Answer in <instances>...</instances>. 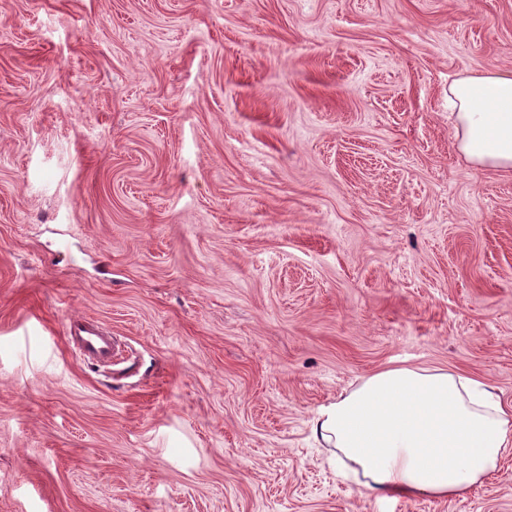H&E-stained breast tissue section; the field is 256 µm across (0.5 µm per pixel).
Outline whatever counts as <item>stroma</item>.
Segmentation results:
<instances>
[{"label": "stroma", "mask_w": 512, "mask_h": 512, "mask_svg": "<svg viewBox=\"0 0 512 512\" xmlns=\"http://www.w3.org/2000/svg\"><path fill=\"white\" fill-rule=\"evenodd\" d=\"M510 69L512 0H0V512H512V452L379 500L310 432L391 365L512 400V174L448 114ZM64 337L74 345L83 360L103 365L112 362V334L101 324L83 315L70 316Z\"/></svg>", "instance_id": "stroma-1"}]
</instances>
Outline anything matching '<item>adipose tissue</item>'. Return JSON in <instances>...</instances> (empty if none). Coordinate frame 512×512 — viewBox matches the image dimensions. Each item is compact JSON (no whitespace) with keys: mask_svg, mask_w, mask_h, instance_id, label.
Returning <instances> with one entry per match:
<instances>
[{"mask_svg":"<svg viewBox=\"0 0 512 512\" xmlns=\"http://www.w3.org/2000/svg\"><path fill=\"white\" fill-rule=\"evenodd\" d=\"M448 107L466 160L512 171V71L457 79ZM311 432L351 463L368 494L450 499L512 450V405L464 374L400 365L321 406Z\"/></svg>","mask_w":512,"mask_h":512,"instance_id":"obj_1","label":"adipose tissue"}]
</instances>
